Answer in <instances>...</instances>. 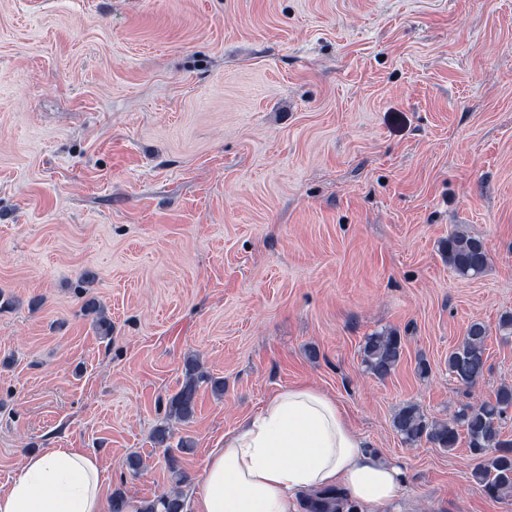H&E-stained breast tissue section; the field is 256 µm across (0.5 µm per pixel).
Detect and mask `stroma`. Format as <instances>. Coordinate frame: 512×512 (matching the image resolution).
I'll use <instances>...</instances> for the list:
<instances>
[{"mask_svg": "<svg viewBox=\"0 0 512 512\" xmlns=\"http://www.w3.org/2000/svg\"><path fill=\"white\" fill-rule=\"evenodd\" d=\"M457 230L479 277L448 264ZM0 298V485L78 448L148 501L173 447L192 501L225 431L306 382L402 466L398 512H512L466 445L392 425L512 384V0H0ZM475 321L468 389L447 360ZM383 330L404 355L379 380ZM190 357L224 394L171 422ZM444 250L449 266L462 278L482 274L489 264V253L483 240L461 231L449 234ZM487 329L472 322L459 344L448 354V373L464 387H475L487 370ZM361 354L366 370L384 379L395 371L403 358V338L397 331L371 334L365 337Z\"/></svg>", "mask_w": 512, "mask_h": 512, "instance_id": "35a3bbf8", "label": "stroma"}]
</instances>
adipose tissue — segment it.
<instances>
[{
    "instance_id": "ef3b65f1",
    "label": "adipose tissue",
    "mask_w": 512,
    "mask_h": 512,
    "mask_svg": "<svg viewBox=\"0 0 512 512\" xmlns=\"http://www.w3.org/2000/svg\"><path fill=\"white\" fill-rule=\"evenodd\" d=\"M335 400L311 385L273 394L211 448L193 512H298L302 494L341 487L359 512H389L405 491ZM0 512H112L95 455L46 448L0 486Z\"/></svg>"
}]
</instances>
